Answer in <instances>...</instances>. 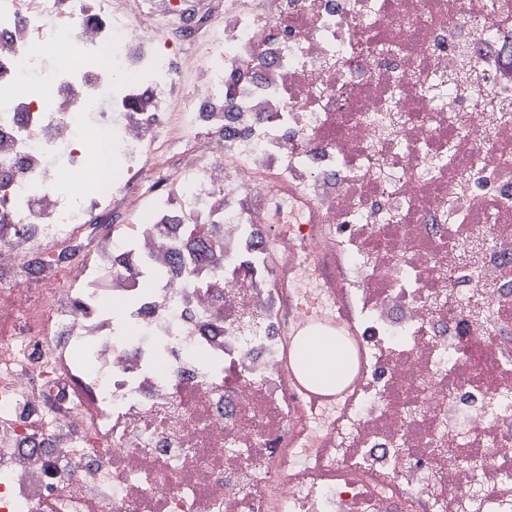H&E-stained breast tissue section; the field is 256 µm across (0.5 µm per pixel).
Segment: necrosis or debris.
Wrapping results in <instances>:
<instances>
[{
    "label": "necrosis or debris",
    "instance_id": "obj_1",
    "mask_svg": "<svg viewBox=\"0 0 512 512\" xmlns=\"http://www.w3.org/2000/svg\"><path fill=\"white\" fill-rule=\"evenodd\" d=\"M225 6L0 0V512H512V0ZM304 281L352 329L330 418ZM195 44L193 42H181L173 55V64L176 69L181 70L186 81L194 80L200 76L198 71L191 67V61L195 55ZM40 257L41 255L34 256L32 264H34L36 261H39ZM41 263L48 267L46 272L43 274L41 272H44V267L36 264L34 265V268L30 266V264H26L22 266L18 272L19 277L26 278L32 288H42L46 285L56 284L58 281L56 268L51 263L47 264L42 261ZM32 268L35 272L41 274L33 273Z\"/></svg>",
    "mask_w": 512,
    "mask_h": 512
}]
</instances>
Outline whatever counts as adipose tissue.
Masks as SVG:
<instances>
[{
  "mask_svg": "<svg viewBox=\"0 0 512 512\" xmlns=\"http://www.w3.org/2000/svg\"><path fill=\"white\" fill-rule=\"evenodd\" d=\"M295 360L305 376L318 385L340 384L349 368L339 338L327 334L303 337L295 349Z\"/></svg>",
  "mask_w": 512,
  "mask_h": 512,
  "instance_id": "1",
  "label": "adipose tissue"
}]
</instances>
